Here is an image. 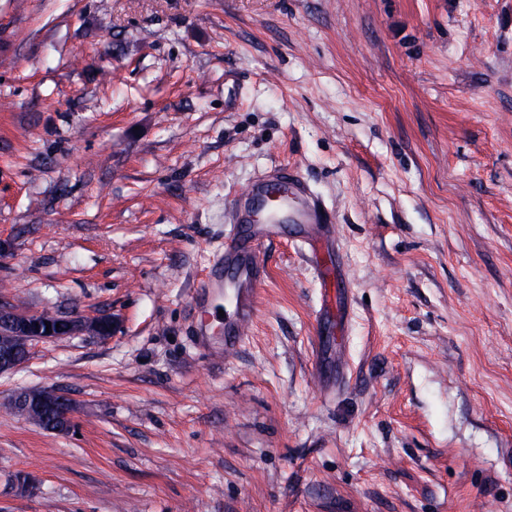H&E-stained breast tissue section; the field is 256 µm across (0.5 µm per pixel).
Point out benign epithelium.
Listing matches in <instances>:
<instances>
[{"label":"benign epithelium","mask_w":512,"mask_h":512,"mask_svg":"<svg viewBox=\"0 0 512 512\" xmlns=\"http://www.w3.org/2000/svg\"><path fill=\"white\" fill-rule=\"evenodd\" d=\"M112 318L89 319L78 311L47 319L39 313L21 314L9 302L0 300V335L7 342L0 346V375L18 370L27 360L36 342L57 340L69 336L85 335L96 339L112 336ZM50 410L57 414L55 431L68 432L73 425L76 404L71 396L60 389H36L29 393L23 406L22 418Z\"/></svg>","instance_id":"obj_1"}]
</instances>
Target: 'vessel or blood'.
Masks as SVG:
<instances>
[{
	"instance_id": "1",
	"label": "vessel or blood",
	"mask_w": 512,
	"mask_h": 512,
	"mask_svg": "<svg viewBox=\"0 0 512 512\" xmlns=\"http://www.w3.org/2000/svg\"><path fill=\"white\" fill-rule=\"evenodd\" d=\"M231 222L224 251L202 281L208 300L198 306V344L215 358L233 354L256 318V290L268 277L261 260L263 242L288 225L307 245L327 235L320 207L289 170L252 184L235 201ZM224 298L231 300L232 314L218 335L210 322V303Z\"/></svg>"
}]
</instances>
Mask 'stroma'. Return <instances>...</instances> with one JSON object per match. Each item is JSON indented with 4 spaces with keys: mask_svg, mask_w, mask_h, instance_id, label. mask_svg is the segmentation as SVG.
Masks as SVG:
<instances>
[{
    "mask_svg": "<svg viewBox=\"0 0 512 512\" xmlns=\"http://www.w3.org/2000/svg\"><path fill=\"white\" fill-rule=\"evenodd\" d=\"M285 165L348 320L288 227L212 360L192 297ZM0 243V295L116 326L0 375V512H512V0H0ZM43 387L72 432L5 410Z\"/></svg>",
    "mask_w": 512,
    "mask_h": 512,
    "instance_id": "1",
    "label": "stroma"
}]
</instances>
